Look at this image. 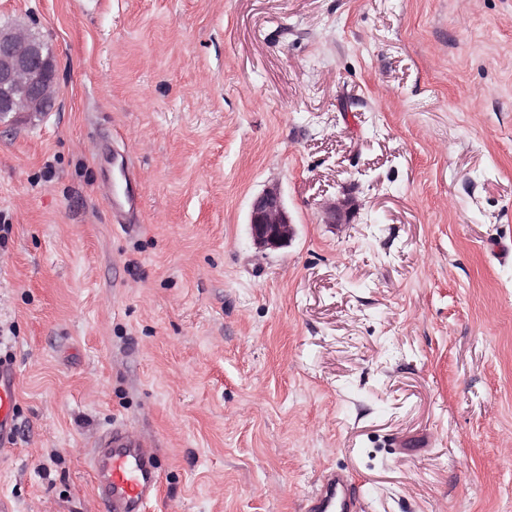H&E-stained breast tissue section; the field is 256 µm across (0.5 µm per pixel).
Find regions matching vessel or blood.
I'll use <instances>...</instances> for the list:
<instances>
[{"label": "vessel or blood", "instance_id": "vessel-or-blood-1", "mask_svg": "<svg viewBox=\"0 0 512 512\" xmlns=\"http://www.w3.org/2000/svg\"><path fill=\"white\" fill-rule=\"evenodd\" d=\"M16 372L10 360L0 357V450L14 441ZM92 467L106 512H145L156 492L158 463L146 438L131 436L125 426H113L94 445ZM307 512H363L359 496L347 476L326 469L307 499Z\"/></svg>", "mask_w": 512, "mask_h": 512}]
</instances>
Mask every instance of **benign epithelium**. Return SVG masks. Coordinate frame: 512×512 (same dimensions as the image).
<instances>
[{"instance_id": "obj_1", "label": "benign epithelium", "mask_w": 512, "mask_h": 512, "mask_svg": "<svg viewBox=\"0 0 512 512\" xmlns=\"http://www.w3.org/2000/svg\"><path fill=\"white\" fill-rule=\"evenodd\" d=\"M56 85V65L42 40L26 27L0 28V121L52 111ZM325 211L328 223L341 224L349 208L345 201H331ZM249 228L259 249H280L293 240L296 225L278 185L266 187L252 200Z\"/></svg>"}]
</instances>
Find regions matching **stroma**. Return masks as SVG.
Masks as SVG:
<instances>
[{
    "label": "stroma",
    "instance_id": "1",
    "mask_svg": "<svg viewBox=\"0 0 512 512\" xmlns=\"http://www.w3.org/2000/svg\"><path fill=\"white\" fill-rule=\"evenodd\" d=\"M17 25L58 82L0 126L12 512H102L115 422L158 448L147 512H305L327 468L363 512H512V0H0ZM272 183L297 234L262 251Z\"/></svg>",
    "mask_w": 512,
    "mask_h": 512
}]
</instances>
